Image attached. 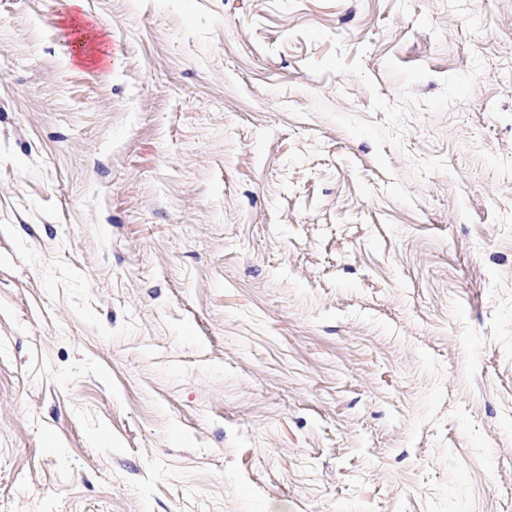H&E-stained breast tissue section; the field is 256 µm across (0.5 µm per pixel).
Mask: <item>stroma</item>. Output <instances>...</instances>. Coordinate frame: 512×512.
<instances>
[{
    "label": "stroma",
    "mask_w": 512,
    "mask_h": 512,
    "mask_svg": "<svg viewBox=\"0 0 512 512\" xmlns=\"http://www.w3.org/2000/svg\"><path fill=\"white\" fill-rule=\"evenodd\" d=\"M0 0V512H512V0Z\"/></svg>",
    "instance_id": "35a3bbf8"
}]
</instances>
